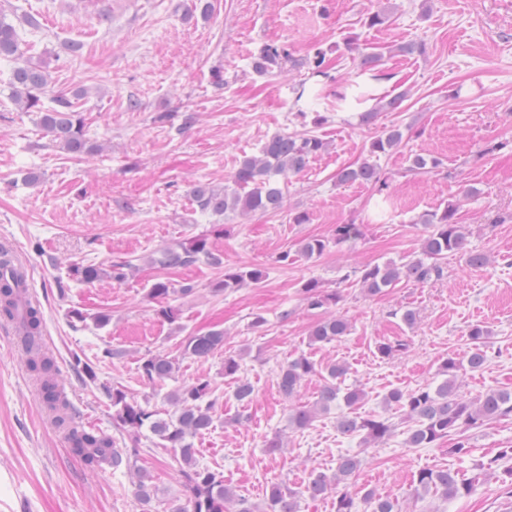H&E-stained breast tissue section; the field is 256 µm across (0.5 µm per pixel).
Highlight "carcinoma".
<instances>
[{"mask_svg": "<svg viewBox=\"0 0 512 512\" xmlns=\"http://www.w3.org/2000/svg\"><path fill=\"white\" fill-rule=\"evenodd\" d=\"M0 58L14 61L11 97L27 112L40 113L39 120L52 141L72 154H82L92 149L86 138V125L80 112L75 110V100L84 96L81 89L69 93L61 92L53 97V107L44 109L41 95L46 91L50 77L45 62L26 56L23 40L16 27L0 16ZM381 52H361L360 67L366 71H379L383 65ZM297 66V61L288 51L276 44L262 46L253 57L252 67L259 75L281 72L287 66ZM407 93L376 98L370 109L359 113V124H372L380 112H399ZM404 140V132L393 126L369 144V158L356 166H347L337 171L339 184L380 182L377 163L371 158L379 157L397 149ZM326 143L310 134L279 133L271 136L260 153L245 156L232 175L233 188H219L208 183H198L190 195L203 212L222 216L227 212H238L243 216L256 213H276L286 202L285 184L288 177L302 173L310 159L323 152ZM459 205L450 204L441 213L426 214L422 223L431 226L423 241V257L402 263L393 261L382 264H366L354 270V276L365 295L377 296L400 281L425 283L442 276L443 268L438 260L447 255H457L470 267H482L488 257L467 247L466 227L458 221ZM361 235L356 224H338L334 229L336 243H344ZM328 247L327 240L307 238L300 244V253L308 258L320 256ZM206 261L220 266L222 255L212 249L210 240L199 235L186 244L166 247L150 258V263L166 269L185 268ZM134 266L128 261L115 262L109 268L96 264L76 263L72 275L79 281L91 283L101 278H110L121 283L128 278ZM265 270L259 267L224 269V279L215 284L213 292L234 291L247 285L261 282ZM26 286L23 275L15 274L6 263L0 261V316L21 324L26 335L22 337L26 363L41 380L42 403L58 413L57 427L68 432L70 452L86 466L96 468L104 462L112 467L130 465L131 457L138 452L143 431L147 430L160 440V445L172 450L180 463L185 479L187 496L185 502L170 507L169 512H300L303 494L311 497L328 491H336V512H352V499L348 493L338 491V485L347 482L361 465L357 455H345L338 459L333 474L313 472L304 491H294L274 486L270 489L263 507L258 508L249 500L238 497L224 486V476L207 467H201L195 458L196 449L192 439L208 429L213 421V403L205 398L213 392L212 381L199 378L168 393L167 399L174 411L165 418L149 408V401L139 402L130 397L119 386L106 390L112 403V418L117 427L127 434L132 442L129 448H118L111 436L89 428L75 425L76 413L62 397L58 370L52 357L42 350L39 328L40 313L24 306L21 297ZM191 292L189 288H174L168 281H158L149 289L151 299L160 303L159 316L170 323L179 318L178 309L167 304L169 297ZM307 307L319 309L337 303L340 295L328 293L319 282L310 280L302 287ZM350 331V323L340 315H332L317 322L310 331L313 344L337 340ZM473 342L471 353L464 359L448 357L439 368L444 379L436 387L425 385L413 390L394 388L386 397V404L403 413L412 422L405 445L408 448H426L452 433H459L478 422L491 421L512 416V391L489 390L474 400L463 398L456 386V373L475 372L487 362L489 331L481 326L470 329ZM224 344V331L210 330L202 334H191L186 338V354L197 359H206ZM409 344L402 340L381 341L376 352L381 358H390L404 353ZM143 380L149 385H160L174 378L177 362L161 354L148 353L141 359ZM319 373L314 362L298 356L282 366L278 376V387L283 396L294 397L301 383ZM348 373L343 363H333L324 369L323 384L313 406H298L290 410L288 427L302 430L311 425L319 413H326L341 401L352 408L362 400L364 393L358 387H344L342 381ZM338 430L346 435H359L366 445L384 440L393 432V425L384 419H361L348 413L337 417ZM416 493L434 492L445 500H451L472 492L474 484L466 482L450 470H422L417 474ZM134 495L145 505L157 497L152 477L137 469L133 477ZM372 503L371 512H398L397 504L390 498H380L366 493Z\"/></svg>", "mask_w": 512, "mask_h": 512, "instance_id": "obj_1", "label": "carcinoma"}]
</instances>
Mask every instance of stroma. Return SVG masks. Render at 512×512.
Wrapping results in <instances>:
<instances>
[{"label":"stroma","mask_w":512,"mask_h":512,"mask_svg":"<svg viewBox=\"0 0 512 512\" xmlns=\"http://www.w3.org/2000/svg\"><path fill=\"white\" fill-rule=\"evenodd\" d=\"M210 2L203 17L194 0H96L89 7L82 0H0V15L22 33L28 55L48 66L44 107L59 92H85L77 108L95 151L73 155L52 142L36 113L18 110L8 88L13 64L0 59V243L12 244L26 263L29 289L40 301L43 346L78 421L128 447L112 423L107 388L123 387L165 415L172 410L169 391L207 377L213 423L193 440L196 459L252 503H263L276 484L301 490L312 471L333 473L340 455L357 453L361 465L348 482L353 512H368L370 491L393 499L400 512H512L501 474L486 468L512 448L511 417L469 428L462 437L469 451L457 455L452 435L430 448L406 447L408 425L384 402L391 389L438 384L442 360L465 355L476 324L490 332L488 361L481 371L460 373V394L512 390V0ZM375 11L390 14V22L366 28ZM28 15L39 21L37 30H29ZM352 34L367 50L383 52L386 95H406L401 111L380 113L371 127L359 125L358 107L336 105L337 93L369 89L358 81L356 54L342 47ZM73 41L84 46L76 58L68 51ZM409 42L423 44L424 54L397 53ZM266 44L305 59L321 45L340 50L327 57L324 76L287 69L260 77L252 58ZM162 112L169 121H158ZM392 125L401 126L404 141L377 160L382 188L337 184V170L366 159L369 141ZM305 131L328 147L290 178L282 211L219 218L193 205V184L230 186L243 156L258 154L274 134ZM417 154L438 158L440 167L412 171ZM468 188L475 191L469 199ZM451 203L460 206L469 248L488 255V265L469 267L452 256L443 260L441 278L403 281L374 297L346 279L368 263L418 257L429 231L421 216ZM298 212L307 214L306 223H292ZM217 223L224 233L216 237ZM339 224L360 225L361 237L333 244ZM202 234L225 266H260L265 279L218 295L212 286L222 268L148 264L150 254ZM312 237L329 240V247L320 257L301 258V241ZM119 261L137 267L120 284L69 274L76 263ZM310 279L339 292L340 301L308 308L301 286ZM159 280L192 289L171 299L178 323L161 319L148 297ZM407 309L418 314L411 328L400 318ZM75 310L85 321L72 318ZM100 313L110 317L106 326L93 321ZM332 314L349 321V334L311 344L312 327ZM208 330L223 331V347L205 360L187 357L186 337ZM393 338L406 340L408 352L379 358L376 342ZM149 352L179 361L164 386L140 376ZM228 355L240 362L234 380L224 376ZM300 355L321 367L344 363L346 383L364 392L356 413L389 419L392 435L363 447L360 437L338 431L341 404L306 429H289L292 405H313L322 384L321 376L309 377L292 401L280 393L281 367ZM77 356L95 366L96 382L77 373ZM239 379L254 388L250 402L234 398ZM277 433L286 446L272 454L264 442ZM136 465L158 488L154 512L185 500L178 463L151 433L140 439ZM421 469L455 471L475 490L448 501L416 493ZM0 512H143L126 467L91 469L71 455L44 412L40 381L16 335L1 332Z\"/></svg>","instance_id":"obj_1"}]
</instances>
